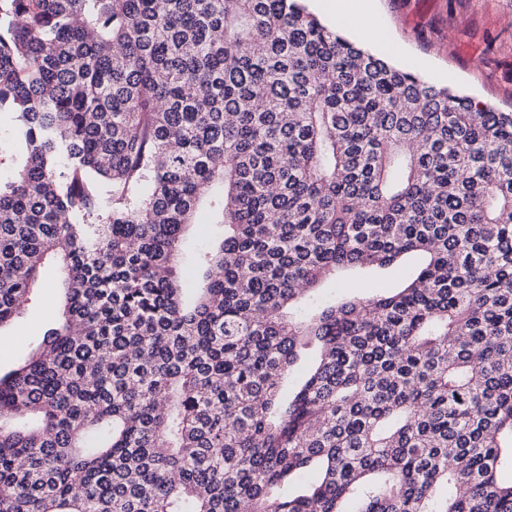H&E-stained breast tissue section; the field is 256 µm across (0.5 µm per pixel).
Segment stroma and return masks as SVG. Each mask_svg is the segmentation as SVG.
I'll return each mask as SVG.
<instances>
[{
  "instance_id": "stroma-1",
  "label": "stroma",
  "mask_w": 512,
  "mask_h": 512,
  "mask_svg": "<svg viewBox=\"0 0 512 512\" xmlns=\"http://www.w3.org/2000/svg\"><path fill=\"white\" fill-rule=\"evenodd\" d=\"M375 25L398 46L391 60L428 81L512 111V0H369ZM37 303L0 331V368L20 363L61 309L60 274L41 272Z\"/></svg>"
}]
</instances>
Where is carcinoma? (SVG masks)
Returning a JSON list of instances; mask_svg holds the SVG:
<instances>
[{"mask_svg":"<svg viewBox=\"0 0 512 512\" xmlns=\"http://www.w3.org/2000/svg\"><path fill=\"white\" fill-rule=\"evenodd\" d=\"M4 169L0 512H512V112L304 0H0ZM420 262L421 258L419 256L409 255L403 261L400 269L384 271L379 275L378 280L359 282V284H354L356 288H351L348 282H343L342 287L360 296H367L378 288H387L390 284L394 283L403 272L413 270ZM43 287L38 302L27 307L21 317L10 327L2 330L0 338V368L9 369L20 363L30 350V342L48 324L54 323L61 309L59 290L60 274L52 265L41 272ZM14 336H21L15 338Z\"/></svg>","mask_w":512,"mask_h":512,"instance_id":"1","label":"carcinoma"}]
</instances>
